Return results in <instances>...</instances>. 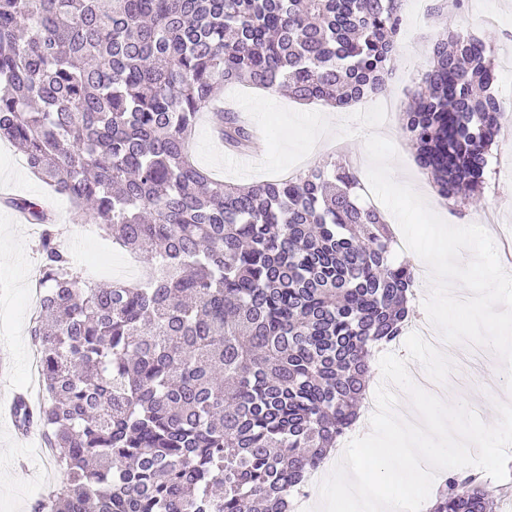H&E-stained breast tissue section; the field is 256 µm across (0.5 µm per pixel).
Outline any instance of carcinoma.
<instances>
[{
  "label": "carcinoma",
  "mask_w": 512,
  "mask_h": 512,
  "mask_svg": "<svg viewBox=\"0 0 512 512\" xmlns=\"http://www.w3.org/2000/svg\"><path fill=\"white\" fill-rule=\"evenodd\" d=\"M400 25L397 0H0V139L150 264L87 286L44 206L8 201L43 227L36 426L62 477L39 512H292L414 314V266L348 162L239 186L190 137L226 85L341 108L382 93ZM489 51L448 32L401 117L446 200L484 193L504 110ZM492 506L451 470L430 512Z\"/></svg>",
  "instance_id": "obj_1"
}]
</instances>
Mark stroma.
<instances>
[{
    "instance_id": "1",
    "label": "stroma",
    "mask_w": 512,
    "mask_h": 512,
    "mask_svg": "<svg viewBox=\"0 0 512 512\" xmlns=\"http://www.w3.org/2000/svg\"><path fill=\"white\" fill-rule=\"evenodd\" d=\"M442 0H402L404 22L398 37L393 83L399 109H406L420 78L432 65L431 47L441 38L445 24L433 9ZM457 31L484 39L491 45L498 74V92L504 102L512 101V68L504 57L512 53V0H463L454 14ZM223 96L250 117L258 133L247 159H240L219 143L207 120L196 125L190 152L196 164L211 170L227 182L249 184L295 172L306 165L324 163L345 156L358 161L364 144L356 136L315 135L323 114L320 107L302 106L286 92L260 101L257 90L225 87ZM15 149L0 141V178L12 175L10 193L42 199L58 217L57 233L80 269L85 281L104 284L120 280L130 265L147 272L146 263L115 247L101 233H88L84 219L75 214L69 201L55 195L33 175L17 179ZM495 164L487 174L480 203L467 213L449 212L446 221L478 223L482 216L512 225V140L499 138L490 151ZM38 230L19 224L10 209L0 205V349L7 351L9 363L0 373V399L28 386L30 348L33 344L30 317L34 304L29 283L34 278L40 256ZM40 438L19 441L8 416L0 415V512H35L38 502L60 486V467L55 458L37 451Z\"/></svg>"
}]
</instances>
